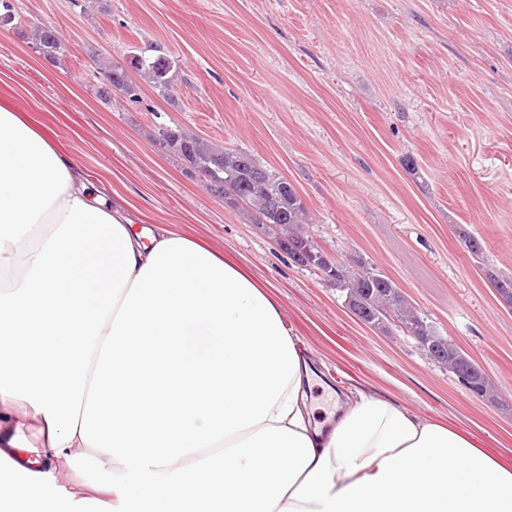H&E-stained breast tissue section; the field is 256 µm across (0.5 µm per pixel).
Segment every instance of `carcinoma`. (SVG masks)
<instances>
[{"label": "carcinoma", "mask_w": 512, "mask_h": 512, "mask_svg": "<svg viewBox=\"0 0 512 512\" xmlns=\"http://www.w3.org/2000/svg\"><path fill=\"white\" fill-rule=\"evenodd\" d=\"M0 19L30 26L32 40L43 57L58 61L68 48L56 29L42 23L27 24L17 19L11 0H0ZM99 81L98 94L110 102L118 98L138 103L142 83H147L164 99L172 98L173 82L179 69L177 60L157 45L131 46L122 61L107 56L93 57ZM154 144L175 154L185 165L186 173L200 180L214 195L224 197L231 208L245 213L262 230L278 237L279 247L299 265L316 269L325 279L352 299L355 312L374 326L408 324L414 340L430 337L435 364L452 373L461 385L478 398L496 400L497 389L485 370L466 352L456 348L439 333L428 318L419 313L393 279L362 261L332 260L327 265L325 251L313 241L304 224L308 212L305 203L286 178L263 165L250 152L236 147L214 144L187 133L181 127H161L152 137ZM467 253L473 259L484 254V242L461 225L454 228ZM485 276L499 294L512 291V278L487 269Z\"/></svg>", "instance_id": "1"}]
</instances>
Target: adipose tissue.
I'll return each instance as SVG.
<instances>
[{"instance_id": "1", "label": "adipose tissue", "mask_w": 512, "mask_h": 512, "mask_svg": "<svg viewBox=\"0 0 512 512\" xmlns=\"http://www.w3.org/2000/svg\"><path fill=\"white\" fill-rule=\"evenodd\" d=\"M313 370L262 285L107 187L0 105V406L15 457L113 512H512V465L362 392L317 421ZM63 459L71 472L50 470Z\"/></svg>"}]
</instances>
